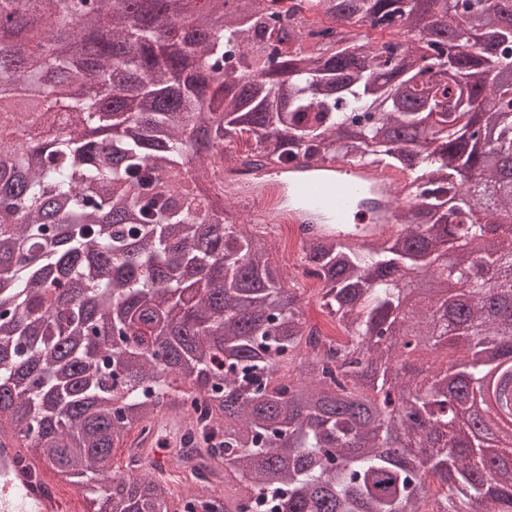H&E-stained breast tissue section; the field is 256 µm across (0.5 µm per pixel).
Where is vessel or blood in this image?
Listing matches in <instances>:
<instances>
[{"label":"vessel or blood","mask_w":512,"mask_h":512,"mask_svg":"<svg viewBox=\"0 0 512 512\" xmlns=\"http://www.w3.org/2000/svg\"><path fill=\"white\" fill-rule=\"evenodd\" d=\"M322 176L288 164L253 171L237 179L238 196L277 197L279 210L263 214L273 224L287 214L297 228L331 230L357 246L395 233L396 174L393 170L351 162H322ZM20 451L11 432L0 433V512H82L81 496H62L34 466L18 464Z\"/></svg>","instance_id":"b4317fda"}]
</instances>
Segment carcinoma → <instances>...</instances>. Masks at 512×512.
Returning <instances> with one entry per match:
<instances>
[{
  "label": "carcinoma",
  "instance_id": "1",
  "mask_svg": "<svg viewBox=\"0 0 512 512\" xmlns=\"http://www.w3.org/2000/svg\"><path fill=\"white\" fill-rule=\"evenodd\" d=\"M0 0L19 30L92 32L36 57L0 44V100L61 128L0 159V420L20 459L94 512H512V426L459 448L448 371L512 351L485 274L512 257V13L501 0ZM311 40L314 48H304ZM238 51L237 66L224 58ZM384 164L409 175L394 235L303 238L338 337L303 319L269 249L229 216L224 161ZM80 286L67 297L53 272ZM428 282L415 308L406 294ZM466 281L471 305L445 294ZM457 350L424 370V356ZM399 393L401 411L389 410ZM167 417L197 468L182 491L129 460ZM428 425L430 448L401 438Z\"/></svg>",
  "mask_w": 512,
  "mask_h": 512
}]
</instances>
